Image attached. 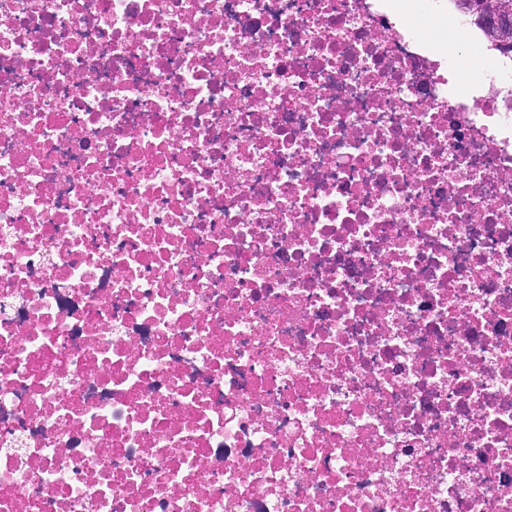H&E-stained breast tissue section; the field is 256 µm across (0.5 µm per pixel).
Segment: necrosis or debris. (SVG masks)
Here are the masks:
<instances>
[{
	"label": "necrosis or debris",
	"instance_id": "4bbe7bcc",
	"mask_svg": "<svg viewBox=\"0 0 512 512\" xmlns=\"http://www.w3.org/2000/svg\"><path fill=\"white\" fill-rule=\"evenodd\" d=\"M413 0H0V512H512V73Z\"/></svg>",
	"mask_w": 512,
	"mask_h": 512
}]
</instances>
